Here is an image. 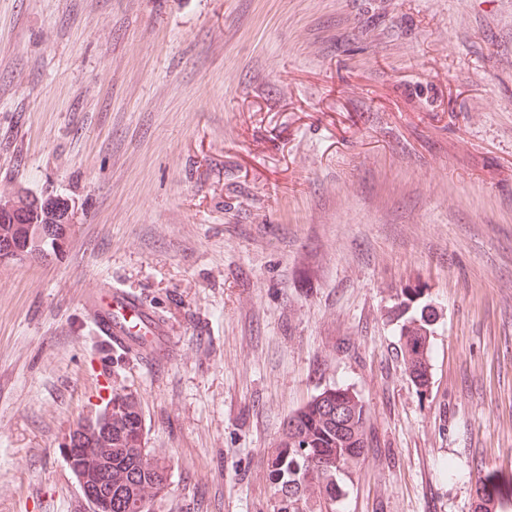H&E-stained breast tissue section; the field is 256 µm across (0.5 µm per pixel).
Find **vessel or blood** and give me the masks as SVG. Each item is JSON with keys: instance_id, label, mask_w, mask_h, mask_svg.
Returning <instances> with one entry per match:
<instances>
[{"instance_id": "obj_1", "label": "vessel or blood", "mask_w": 512, "mask_h": 512, "mask_svg": "<svg viewBox=\"0 0 512 512\" xmlns=\"http://www.w3.org/2000/svg\"><path fill=\"white\" fill-rule=\"evenodd\" d=\"M98 333L109 344L145 358L161 355L169 341V330L132 293L113 289L95 307Z\"/></svg>"}]
</instances>
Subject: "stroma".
Masks as SVG:
<instances>
[{"mask_svg": "<svg viewBox=\"0 0 512 512\" xmlns=\"http://www.w3.org/2000/svg\"><path fill=\"white\" fill-rule=\"evenodd\" d=\"M18 186L76 226L0 264V512H89L60 442L121 391L168 467L150 512H273L267 450L333 387L370 438L336 512L512 490V0H0ZM115 287L168 324L160 359L98 335ZM425 305L418 316L409 317L401 327L404 337V362L412 381L422 391H427L430 384V336L431 318Z\"/></svg>", "mask_w": 512, "mask_h": 512, "instance_id": "1", "label": "stroma"}]
</instances>
